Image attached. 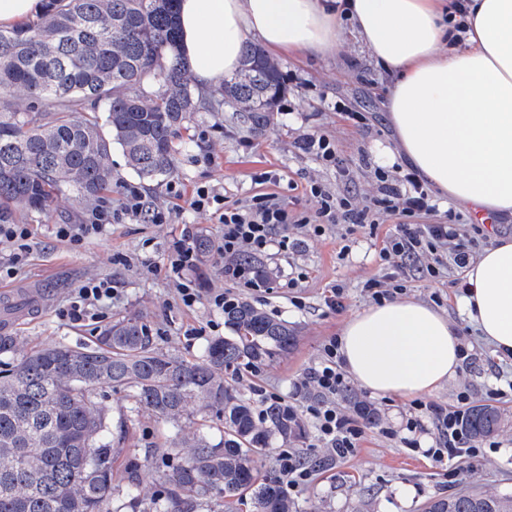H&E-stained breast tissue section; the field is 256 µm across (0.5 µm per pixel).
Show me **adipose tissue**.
I'll return each mask as SVG.
<instances>
[{"instance_id":"ef3b65f1","label":"adipose tissue","mask_w":512,"mask_h":512,"mask_svg":"<svg viewBox=\"0 0 512 512\" xmlns=\"http://www.w3.org/2000/svg\"><path fill=\"white\" fill-rule=\"evenodd\" d=\"M466 47H451L450 0H178V50L201 85L241 64L247 39L277 56L336 48L344 25L363 37L392 78L387 110L396 144L449 201L512 215V0H466ZM460 310L502 355L512 354V239L471 261ZM448 317L411 298L357 311L338 353L377 396L428 394L459 366Z\"/></svg>"}]
</instances>
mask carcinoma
<instances>
[{
	"label": "carcinoma",
	"mask_w": 512,
	"mask_h": 512,
	"mask_svg": "<svg viewBox=\"0 0 512 512\" xmlns=\"http://www.w3.org/2000/svg\"><path fill=\"white\" fill-rule=\"evenodd\" d=\"M177 0H46L34 21L0 27V224L47 214L64 190L92 200L112 190V150L143 181L175 170L174 139L209 109L178 52ZM285 93L278 64L247 44L240 69L218 85L256 132ZM231 335L197 359L164 351L136 316L112 321L92 347L54 344L0 371V512H201L251 500L254 512H299L279 479L262 470L273 441L304 437L286 405L256 413L231 376L290 353L297 331L248 301L224 308ZM128 390L119 423L142 413L169 429L163 490L127 485L112 496V414L92 396ZM209 412L217 441L182 423ZM490 405L468 415L477 438L507 433ZM424 512H512V493L464 483Z\"/></svg>",
	"instance_id": "carcinoma-1"
}]
</instances>
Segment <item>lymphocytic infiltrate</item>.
I'll list each match as a JSON object with an SVG mask.
<instances>
[{"mask_svg": "<svg viewBox=\"0 0 512 512\" xmlns=\"http://www.w3.org/2000/svg\"><path fill=\"white\" fill-rule=\"evenodd\" d=\"M375 176L379 182L378 193L363 206L356 204L350 189L334 192L320 183H309L306 193L316 203L315 213L311 216L288 210L270 194L256 195L244 205L229 208L224 204L223 195L206 186L195 187L189 192L183 187L171 186L168 205L150 207L138 188L128 187L118 208L95 209L85 224L58 225L56 236L76 247L89 236L125 219L169 224L186 206L211 215L224 226V276L232 283L231 288L210 295L209 302L218 311L237 299L239 289L271 286L270 281L251 277L248 268L241 263L242 257H262L273 249H297V239L289 234L293 228H305L321 236L329 225L343 224L353 229L376 223L382 214L399 216L400 222L384 237L379 251L381 260L392 264L393 273L369 279L363 286L372 301L379 303L402 295L405 287L400 274L407 269L427 281L439 280L448 272L464 274L476 242L474 228L466 218L452 212L447 221L427 223V216L436 214L437 209L415 174L392 178L379 169ZM112 295L113 289L108 282L88 281L71 298L64 314L74 323L94 319L101 304ZM346 388L338 340L333 337L323 344L316 367L296 381L295 394L302 397L303 403L295 407L294 413L300 421L310 423L317 440L340 458L359 448L365 429L364 422L345 412L337 401ZM471 403L472 395L468 392L460 393L455 405L450 407L425 400L415 401V414L406 421L403 444L440 465L449 458L479 457L483 448L494 447L495 442L487 439L478 446L467 433L464 424ZM429 435L434 436V445L422 447V438Z\"/></svg>", "mask_w": 512, "mask_h": 512, "instance_id": "f902f5d3", "label": "lymphocytic infiltrate"}]
</instances>
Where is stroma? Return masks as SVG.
<instances>
[{"instance_id":"35a3bbf8","label":"stroma","mask_w":512,"mask_h":512,"mask_svg":"<svg viewBox=\"0 0 512 512\" xmlns=\"http://www.w3.org/2000/svg\"><path fill=\"white\" fill-rule=\"evenodd\" d=\"M277 63L286 91L264 132H254L221 104L214 111L196 113L175 142L176 170L171 178L141 181L116 149L112 152V190L99 201L118 206L122 187L131 185L139 188L150 204L162 206L175 182L189 190L215 188L228 206L245 203L257 193L274 192L290 209L310 215L316 206L303 193L307 182L317 181L334 191L350 188L363 205L377 193L376 168L402 175L409 172L407 161L389 154L394 133L385 92L392 79L377 66L356 31L344 29L336 50L325 57L308 61L281 57ZM340 103L364 113L367 127L340 115L336 109ZM304 135L332 138L343 159V171L326 167L313 154L300 150L297 141ZM95 204L69 192L60 194L49 213L30 225L31 252L26 265L14 278L0 280L1 302L21 297L28 301L23 312L16 314L12 329L25 349L56 343L88 344L113 319L129 315L150 327L159 348L190 358L200 356L211 339L229 335L223 315L213 312L207 302L210 293L229 286L224 278V255L217 248L223 225L187 208L175 223L115 224L75 249L56 237V225L84 223ZM396 223V217L384 215L374 229L353 233L335 224L320 237L298 229L294 235L301 245L296 252L275 250L264 257L265 266L278 277L275 288L266 292L245 289L241 297L288 322L299 337L290 354L252 372L240 369L234 381L247 397L254 399L267 391L293 401L295 381L315 365L325 341L339 335L351 315L369 307L363 285L385 273L387 264L378 251ZM199 235L209 239L212 247L186 274L201 296L200 303L188 309L181 304L164 266L178 242L188 243ZM344 245L350 248L345 256L339 253ZM92 279L108 281L114 289V298L99 319L74 324L62 318L67 300ZM336 283L346 294L345 307L338 312L323 303L326 286ZM406 285L407 297L426 303L432 293L441 294L439 312L449 317L459 337L480 355L475 369L458 368L454 378L430 394V401L448 406L466 389L475 404L481 405L488 401V390L497 388L504 390L505 396L496 406L512 421V359L501 358L462 318L460 289L448 277L436 283L411 277ZM298 298L303 301L299 308L294 305ZM358 401L375 409V424L366 430L352 455L319 469L296 494L301 512H421L427 499L446 495L455 481L512 492V436L500 438L497 448L479 458L458 462L457 476L452 479L444 468L384 433L385 428L396 429L405 423L412 398L376 396L353 381L340 403L350 413ZM112 437L119 450L112 476L116 495H123L132 479L145 489L157 490L166 427L143 415L124 428H113Z\"/></svg>"}]
</instances>
